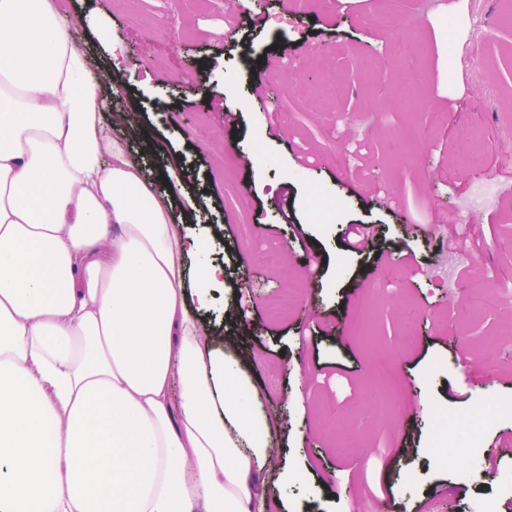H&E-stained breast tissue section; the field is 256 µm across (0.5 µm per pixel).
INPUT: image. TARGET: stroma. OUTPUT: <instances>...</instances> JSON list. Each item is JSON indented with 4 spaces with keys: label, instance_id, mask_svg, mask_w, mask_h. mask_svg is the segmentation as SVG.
<instances>
[{
    "label": "stroma",
    "instance_id": "stroma-1",
    "mask_svg": "<svg viewBox=\"0 0 512 512\" xmlns=\"http://www.w3.org/2000/svg\"><path fill=\"white\" fill-rule=\"evenodd\" d=\"M395 10L401 27L376 22ZM84 19L105 135L149 130L144 173L175 170L199 258L223 266L250 374L283 446L263 472L283 512H512V0H65ZM233 27L225 37V27ZM268 86L257 101L259 86ZM235 119L225 124V112ZM344 161H337L338 150ZM490 204L460 211L483 181ZM336 202L327 220L314 193ZM381 227L375 249L349 225ZM295 308L271 317L290 288ZM388 357L400 412L373 419ZM480 411L497 471L451 467L457 416Z\"/></svg>",
    "mask_w": 512,
    "mask_h": 512
}]
</instances>
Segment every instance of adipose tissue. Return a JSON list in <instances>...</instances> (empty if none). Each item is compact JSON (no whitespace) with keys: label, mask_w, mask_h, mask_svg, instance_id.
Returning a JSON list of instances; mask_svg holds the SVG:
<instances>
[{"label":"adipose tissue","mask_w":512,"mask_h":512,"mask_svg":"<svg viewBox=\"0 0 512 512\" xmlns=\"http://www.w3.org/2000/svg\"><path fill=\"white\" fill-rule=\"evenodd\" d=\"M54 0H0V512L277 504L263 396L201 312L222 268L141 161Z\"/></svg>","instance_id":"adipose-tissue-1"}]
</instances>
